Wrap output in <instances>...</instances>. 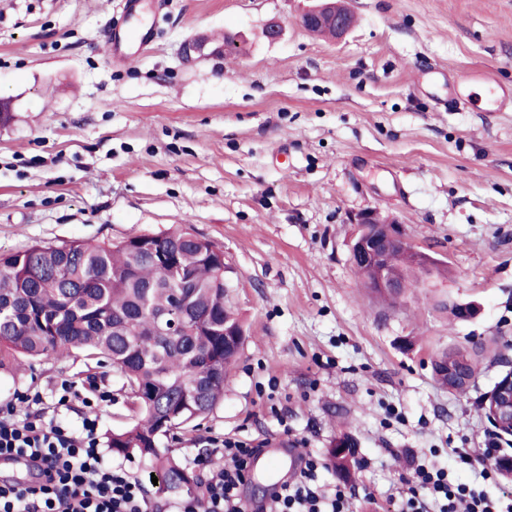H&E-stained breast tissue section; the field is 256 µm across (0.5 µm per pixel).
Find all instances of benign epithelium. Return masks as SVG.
<instances>
[{
    "label": "benign epithelium",
    "mask_w": 512,
    "mask_h": 512,
    "mask_svg": "<svg viewBox=\"0 0 512 512\" xmlns=\"http://www.w3.org/2000/svg\"><path fill=\"white\" fill-rule=\"evenodd\" d=\"M336 26V37H343L350 29L349 16L338 9L335 0H319L314 8L304 12L299 19L307 31L323 24ZM359 230L351 251V258L366 268L363 284L391 292L399 287L398 277L388 269L384 248L390 243L404 240L403 229L396 219L383 220L373 212H363L356 218ZM481 405L489 415L492 432L496 435L512 433V368L505 371L493 387L484 393Z\"/></svg>",
    "instance_id": "benign-epithelium-1"
}]
</instances>
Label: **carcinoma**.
I'll return each mask as SVG.
<instances>
[{
    "instance_id": "cac0c4a2",
    "label": "carcinoma",
    "mask_w": 512,
    "mask_h": 512,
    "mask_svg": "<svg viewBox=\"0 0 512 512\" xmlns=\"http://www.w3.org/2000/svg\"><path fill=\"white\" fill-rule=\"evenodd\" d=\"M178 232L157 237L154 250L126 242L74 241L34 244L0 255V373L23 359L54 362L82 357L86 371L112 367L133 412L127 427L112 433L109 447L156 466L162 489L191 492L198 479L181 467L159 440L207 415L224 394V370L243 345V325L225 305L224 265L216 246ZM406 243L387 252L390 268L403 276ZM191 281L177 296L179 278ZM180 310L184 335L159 334L158 317ZM486 345L442 352L432 361L435 377L450 361L471 372Z\"/></svg>"
}]
</instances>
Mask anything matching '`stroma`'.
<instances>
[{"label":"stroma","instance_id":"obj_1","mask_svg":"<svg viewBox=\"0 0 512 512\" xmlns=\"http://www.w3.org/2000/svg\"><path fill=\"white\" fill-rule=\"evenodd\" d=\"M311 3L146 0L156 39L116 63L106 29L122 0H0V255L181 230L223 249L246 341L223 400L174 443L184 467L215 436L276 439L335 482L328 451L346 435L367 463L347 480L352 512H398L416 456L500 497L512 476L482 479L454 451L489 447L481 398L512 368V110L445 108L423 72L512 85V0H348L356 23L338 41L300 27ZM367 210L443 273L394 303L365 288L350 251ZM455 303L478 313L453 318ZM491 339L469 391L436 380L434 354ZM82 368L24 363L0 375V405L52 397ZM107 459L160 512L186 500L138 457Z\"/></svg>","mask_w":512,"mask_h":512}]
</instances>
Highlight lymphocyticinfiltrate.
Wrapping results in <instances>:
<instances>
[{"mask_svg": "<svg viewBox=\"0 0 512 512\" xmlns=\"http://www.w3.org/2000/svg\"><path fill=\"white\" fill-rule=\"evenodd\" d=\"M17 398L32 410L20 416L13 406L0 407V456L30 459L40 479L1 484L0 512H150L141 480L106 461L97 420L86 417L73 428L59 421L56 409L44 407L40 394L21 392ZM211 443L221 463L195 458L205 473V494L181 503L180 512H243L239 490L260 447L232 438ZM320 468L317 458L302 455L299 471L274 497L276 512H350L353 490L321 485ZM405 485L400 512H427L429 497L437 512H512V502L452 482L447 469L423 462L415 463Z\"/></svg>", "mask_w": 512, "mask_h": 512, "instance_id": "lymphocytic-infiltrate-1", "label": "lymphocytic infiltrate"}]
</instances>
